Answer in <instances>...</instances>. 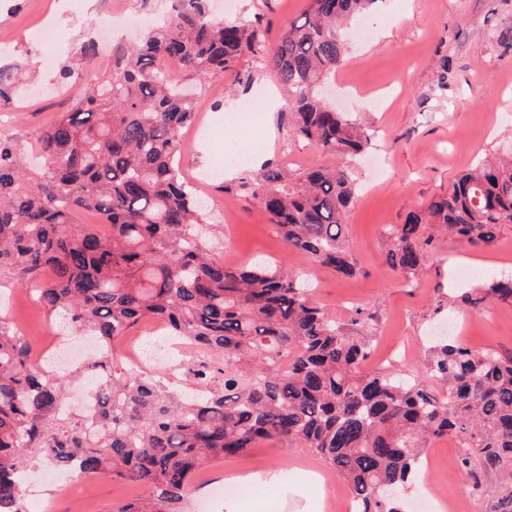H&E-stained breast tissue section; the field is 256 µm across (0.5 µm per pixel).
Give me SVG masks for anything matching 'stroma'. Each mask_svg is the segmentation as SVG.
<instances>
[{
    "mask_svg": "<svg viewBox=\"0 0 512 512\" xmlns=\"http://www.w3.org/2000/svg\"><path fill=\"white\" fill-rule=\"evenodd\" d=\"M169 0H75L58 8L56 0H10L0 9V48L11 52L30 76V92L0 112V137L13 139L32 153L33 134L67 111L72 99L60 82L58 65L69 62L71 82L88 74L107 79L112 63L99 58L84 63L80 47L90 26L108 16L110 8L123 10L134 29L128 41L142 38L145 21L166 15ZM308 0H213L215 15L246 20L261 17L267 44H274L281 27L300 16ZM52 18L58 46L57 64L43 69L44 45L33 36L43 18ZM373 27L365 36L350 35L349 54L321 95L336 111L352 112L371 122L374 154L382 159L383 175L373 179V168L358 161L355 174L361 191L345 226L349 250L358 267L356 276L340 278L312 268L306 258L289 252L264 211L244 184L263 163L284 164L297 174L314 166H332L336 160L317 147L291 136L280 110L264 111L266 94L280 100L288 86L266 69L246 62L243 83L205 78L180 69L176 79L196 89L195 112L210 122L205 139L184 130L177 162L185 178L205 199L217 236L215 247L225 262L240 264L270 260L288 267L312 286L311 300L342 323L355 311L370 314L369 326L357 334L372 349L366 368L412 375L423 371L430 346L429 327L450 318L463 323V342L477 351H512V303L495 301L482 309L455 307L437 316V300L449 289L478 287V280L458 282L455 269L498 271L512 257V230L485 248H474L451 237H441L425 272L414 284L386 263L388 250L383 228L404 223L407 214L430 199L446 194L451 182L477 160L496 157L512 148V0H384L365 16ZM246 150L248 160L234 177H209L223 161V141ZM0 284L13 288L10 302L0 306V317L32 343L34 355L51 345L59 327L36 302L28 286H14L8 275ZM454 440L431 441L425 456L434 463L431 475L458 512H491L500 490L496 475L482 476L481 489L460 467ZM282 473L280 481H266L269 470ZM318 472L320 487L306 485L302 471ZM44 466L31 467L29 480L36 495L24 503L37 512L48 502L51 512H112L114 503L131 499L139 487L106 475L75 476L73 495L58 493L46 479ZM225 488L224 498L239 512H322L317 500H335L343 512L353 495L320 458L296 444L264 441L247 453L208 464L196 476L184 512H207L211 488Z\"/></svg>",
    "mask_w": 512,
    "mask_h": 512,
    "instance_id": "obj_1",
    "label": "stroma"
}]
</instances>
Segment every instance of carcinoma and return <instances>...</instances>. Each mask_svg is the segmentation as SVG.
<instances>
[{"label":"carcinoma","mask_w":512,"mask_h":512,"mask_svg":"<svg viewBox=\"0 0 512 512\" xmlns=\"http://www.w3.org/2000/svg\"><path fill=\"white\" fill-rule=\"evenodd\" d=\"M375 0H309L265 48L259 25L215 18L207 0H171L162 25L137 46L112 47V76L35 134L39 166L0 137V274L34 284L51 316L97 338L81 372L96 407L59 410L67 373L35 367L23 337L0 319V512H29L21 479L29 459L136 483L112 512H182L195 474L263 440L315 453L350 486L356 512H402L427 443L451 435L460 465L501 477L492 512H512V352L475 351L459 339L430 350L417 375L365 370L369 345L309 298L285 267L230 265L200 232L202 203L182 180L179 136L193 124L192 92L169 59L203 77L240 79L250 58L288 85L293 136L336 157L294 177L268 168L245 184L288 250L348 278L358 268L344 226L358 186L349 161L372 129L329 108L317 87L347 57L345 29ZM16 61L0 55V110L18 97ZM95 212L108 225L75 224ZM512 224V156L456 176L448 193L384 230L386 262L411 281L446 232L472 247ZM479 309L512 302V275L459 296ZM158 320L190 343L196 360L178 394L163 377L131 369L115 350L127 330Z\"/></svg>","instance_id":"cac0c4a2"}]
</instances>
